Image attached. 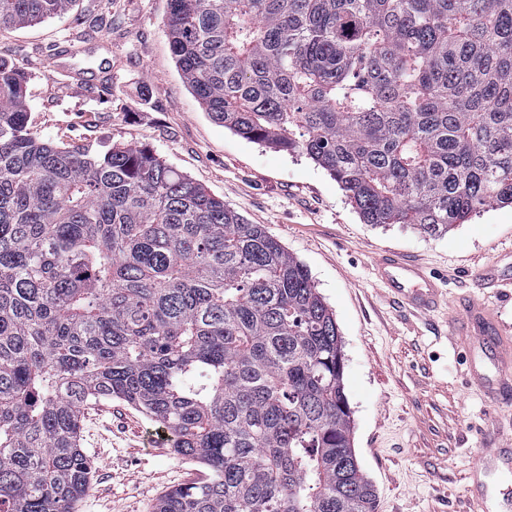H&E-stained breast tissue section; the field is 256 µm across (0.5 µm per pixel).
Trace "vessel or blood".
I'll return each instance as SVG.
<instances>
[{"label":"vessel or blood","mask_w":512,"mask_h":512,"mask_svg":"<svg viewBox=\"0 0 512 512\" xmlns=\"http://www.w3.org/2000/svg\"><path fill=\"white\" fill-rule=\"evenodd\" d=\"M374 267L379 281L408 307L426 314L441 305V288L418 263L384 252L376 256ZM455 332L482 339L481 356L470 372L472 382L495 400L512 403V344L505 342L491 309L475 301L464 303ZM496 471L512 472L511 441L479 449L477 461L466 475L472 512H512V493L489 480Z\"/></svg>","instance_id":"vessel-or-blood-1"}]
</instances>
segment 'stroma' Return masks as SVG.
<instances>
[{
  "instance_id": "stroma-1",
  "label": "stroma",
  "mask_w": 512,
  "mask_h": 512,
  "mask_svg": "<svg viewBox=\"0 0 512 512\" xmlns=\"http://www.w3.org/2000/svg\"><path fill=\"white\" fill-rule=\"evenodd\" d=\"M167 14L168 0H78L66 14L0 32V60L27 76L33 131L59 145L147 147L246 223L263 225L307 267L336 320L352 445L376 491L374 512H471L464 475L475 449L512 435V404L470 382L471 344L449 335V307L476 296L512 325V289L482 285L492 263L512 278V207H490L435 238L406 224L362 223L306 155L250 142L208 116L179 75ZM64 47L70 67H106L105 86H77L57 72L52 61ZM383 250L419 262L449 306L426 316L405 308L373 272ZM166 440L123 403L86 410L81 443L93 478L77 512H152L166 492L201 479V466L173 455Z\"/></svg>"
}]
</instances>
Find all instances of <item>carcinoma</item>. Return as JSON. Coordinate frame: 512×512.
Returning <instances> with one entry per match:
<instances>
[{
    "label": "carcinoma",
    "instance_id": "obj_1",
    "mask_svg": "<svg viewBox=\"0 0 512 512\" xmlns=\"http://www.w3.org/2000/svg\"><path fill=\"white\" fill-rule=\"evenodd\" d=\"M217 123L300 151L365 224L512 205V0H168ZM76 0H0V29ZM306 267L150 150L37 137L0 61V512H76L84 410L121 400L205 478L154 512H374Z\"/></svg>",
    "mask_w": 512,
    "mask_h": 512
}]
</instances>
